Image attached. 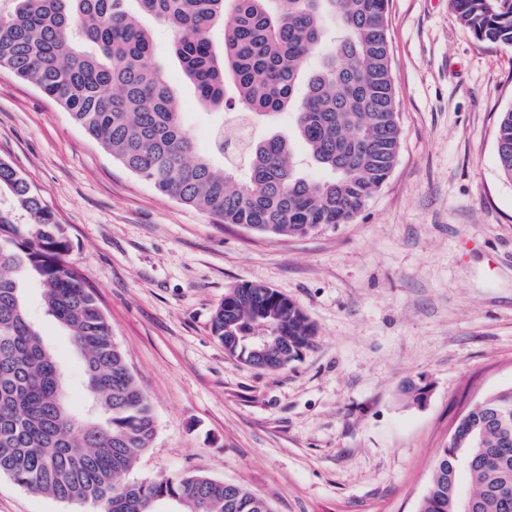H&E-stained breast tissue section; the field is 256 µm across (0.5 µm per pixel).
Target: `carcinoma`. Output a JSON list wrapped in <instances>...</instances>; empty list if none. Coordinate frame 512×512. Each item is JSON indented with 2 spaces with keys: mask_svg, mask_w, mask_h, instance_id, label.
I'll list each match as a JSON object with an SVG mask.
<instances>
[{
  "mask_svg": "<svg viewBox=\"0 0 512 512\" xmlns=\"http://www.w3.org/2000/svg\"><path fill=\"white\" fill-rule=\"evenodd\" d=\"M174 36L198 99L255 117L293 114L294 137L248 140L218 167L195 154L167 72L130 8ZM477 39L512 47V0H450ZM388 0H0V68L59 104L112 159L158 192L250 232L291 237L349 224L394 168L400 128L389 65ZM223 30L216 48L213 33ZM326 171L316 179L298 158ZM512 181V108L496 136ZM0 475L94 512H271L244 487L202 472L121 484L155 434L148 397L128 369L70 242L43 198L0 160ZM67 331L85 406L31 321L26 285ZM211 330L248 364L269 337L268 369L299 359L316 329L293 300L260 284L224 295ZM472 456L455 468L456 450ZM512 512V387L469 408L439 451L420 512Z\"/></svg>",
  "mask_w": 512,
  "mask_h": 512,
  "instance_id": "cac0c4a2",
  "label": "carcinoma"
}]
</instances>
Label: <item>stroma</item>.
<instances>
[{
	"label": "stroma",
	"instance_id": "35a3bbf8",
	"mask_svg": "<svg viewBox=\"0 0 512 512\" xmlns=\"http://www.w3.org/2000/svg\"><path fill=\"white\" fill-rule=\"evenodd\" d=\"M199 155L233 109L203 106L143 17ZM397 163L348 224L303 237L222 224L113 161L55 101L0 69V160L50 206L151 401L156 432L124 482L200 471L271 512H418L456 418L512 386V181L496 127L512 108V47L479 41L449 0H389ZM259 283L316 327L288 369L251 368L212 335L225 294ZM75 402L69 336L27 291ZM428 385L425 403L403 391ZM0 512H89L0 476Z\"/></svg>",
	"mask_w": 512,
	"mask_h": 512
}]
</instances>
